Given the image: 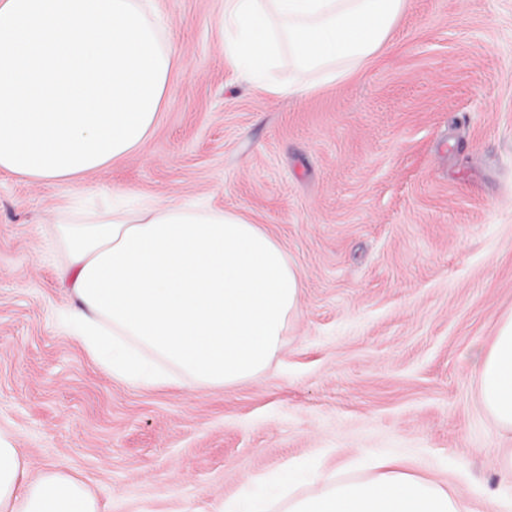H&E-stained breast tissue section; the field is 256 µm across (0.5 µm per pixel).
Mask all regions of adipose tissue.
<instances>
[{"instance_id": "1", "label": "adipose tissue", "mask_w": 512, "mask_h": 512, "mask_svg": "<svg viewBox=\"0 0 512 512\" xmlns=\"http://www.w3.org/2000/svg\"><path fill=\"white\" fill-rule=\"evenodd\" d=\"M54 228L75 304L64 328L113 379L226 388L261 375L298 309L301 276L285 249L242 214L144 200L100 211L63 206ZM484 408L512 430V316L473 360ZM19 449L0 443V512H97L59 472L22 484ZM282 512H468L439 481L392 461L356 481L326 473Z\"/></svg>"}]
</instances>
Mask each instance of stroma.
I'll return each mask as SVG.
<instances>
[{"label": "stroma", "mask_w": 512, "mask_h": 512, "mask_svg": "<svg viewBox=\"0 0 512 512\" xmlns=\"http://www.w3.org/2000/svg\"><path fill=\"white\" fill-rule=\"evenodd\" d=\"M152 6L178 59L145 146L74 185L0 170V442L25 480L63 472L98 512H216L267 476L276 510L388 455L498 512L512 432L470 359L512 314V0H406L383 50L301 95L241 80L224 0ZM89 187L238 212L285 248L298 313L261 376L132 385L60 327L51 226Z\"/></svg>", "instance_id": "obj_1"}]
</instances>
